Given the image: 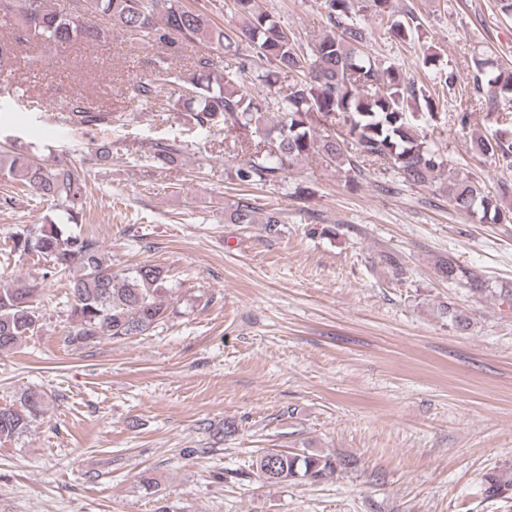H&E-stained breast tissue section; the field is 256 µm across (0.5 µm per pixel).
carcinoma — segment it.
<instances>
[{"mask_svg": "<svg viewBox=\"0 0 512 512\" xmlns=\"http://www.w3.org/2000/svg\"><path fill=\"white\" fill-rule=\"evenodd\" d=\"M71 10L59 13L47 0H0V20L12 26L13 41L0 42V59L15 47L37 42L47 45H94L112 37L115 29L159 42L208 47L237 58L235 69L216 77L218 58L196 54L190 73L182 77L186 94L182 106L201 129L226 133L245 131L250 142L244 158L231 172L245 185L284 181L295 167L318 158L335 167L345 181L357 183L366 166L393 170L402 181L427 186L448 199L457 212L486 224H512V182L493 186L461 177L448 156L428 139L422 125L436 116V93L415 84L396 63L368 51L369 20L392 14V0H324L327 31L304 45L295 33L262 10L258 0H232L242 19L235 31H225L207 15L182 0H72ZM91 15L109 18L107 27L92 26ZM390 38L413 43L420 39L417 18L394 19ZM247 44L249 52H242ZM265 60L270 68L255 66ZM290 77L278 85L280 76ZM173 83L171 72L157 66L151 78L133 85V97L155 102ZM473 104L494 109L512 101V70L492 58H473ZM275 120H268L270 110ZM72 114L82 123L102 122L110 113L76 105ZM472 113H456L458 132L467 153L502 169H512V129L493 137L470 129ZM181 153L175 143H154V165L166 169ZM0 175L60 210L66 222L19 224L10 236V252L37 254L49 262L44 276L65 275L69 282L70 324L62 343L78 350L102 338L121 341L144 336L169 316L171 299L166 271L143 264L124 272L91 235L73 229L86 208V171L73 164L37 162L25 150H15ZM224 220L231 224H264L277 231L278 210H263L241 198L229 206ZM438 275L451 284H472L476 276L452 258L437 264ZM38 288L19 280L0 286V352L16 347L39 328ZM452 326L465 330L469 318L453 304L441 308ZM48 404L44 392L29 391L21 408L0 407V441L25 433L31 420ZM348 465L331 454H290L267 451L253 466L270 485L320 481ZM488 499L512 505V471L490 472L482 480Z\"/></svg>", "mask_w": 512, "mask_h": 512, "instance_id": "cac0c4a2", "label": "carcinoma"}]
</instances>
